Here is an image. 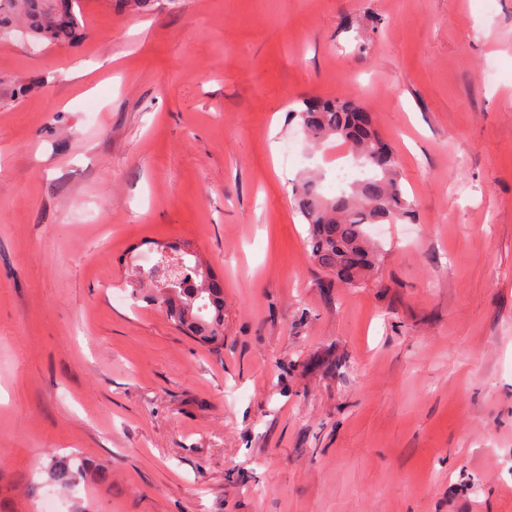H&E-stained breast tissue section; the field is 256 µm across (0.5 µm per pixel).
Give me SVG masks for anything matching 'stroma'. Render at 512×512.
Returning <instances> with one entry per match:
<instances>
[{
    "mask_svg": "<svg viewBox=\"0 0 512 512\" xmlns=\"http://www.w3.org/2000/svg\"><path fill=\"white\" fill-rule=\"evenodd\" d=\"M80 8L0 29V512H512V0ZM343 96L415 209L355 288L292 194L353 159L289 110ZM155 241L223 285L222 353L133 294ZM24 17L28 35L40 41H69L77 32L80 19L74 11L73 0H4L5 7ZM48 473L52 483L61 488L73 485L80 473L98 482L109 479L105 472L92 470L82 460L70 455L53 457L48 465Z\"/></svg>",
    "mask_w": 512,
    "mask_h": 512,
    "instance_id": "obj_1",
    "label": "stroma"
}]
</instances>
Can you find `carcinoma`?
<instances>
[{
    "label": "carcinoma",
    "mask_w": 512,
    "mask_h": 512,
    "mask_svg": "<svg viewBox=\"0 0 512 512\" xmlns=\"http://www.w3.org/2000/svg\"><path fill=\"white\" fill-rule=\"evenodd\" d=\"M5 6L25 19L28 35L40 41H69L80 19L74 0H4ZM314 143L336 139L346 144L357 164L369 175L349 183L350 191L332 197L321 192V177L300 180L294 188L299 213L309 225V256L331 272L336 281L354 287L379 262L380 253L370 241L371 224H397L410 218L412 202L405 196L398 174L399 162L393 146L374 128L367 110L350 98H327L303 102L292 111ZM162 256L160 266L176 268L175 275H158L155 269H137V282L154 283L146 298L168 320L188 336L211 350H224V289L208 266L190 252L181 251L165 259L167 246L155 243ZM52 483L61 488L74 484L77 475L98 482L109 476L90 469L73 456H55L48 465Z\"/></svg>",
    "instance_id": "obj_1"
}]
</instances>
